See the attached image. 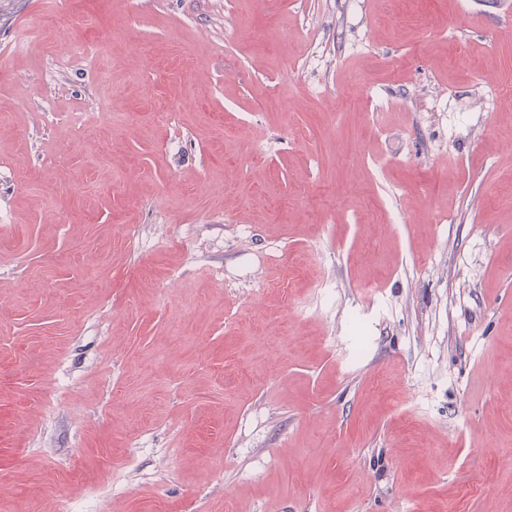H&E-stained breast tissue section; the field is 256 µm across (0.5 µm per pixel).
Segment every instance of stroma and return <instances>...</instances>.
Wrapping results in <instances>:
<instances>
[{"instance_id":"1","label":"stroma","mask_w":512,"mask_h":512,"mask_svg":"<svg viewBox=\"0 0 512 512\" xmlns=\"http://www.w3.org/2000/svg\"><path fill=\"white\" fill-rule=\"evenodd\" d=\"M0 512H512V0H0Z\"/></svg>"}]
</instances>
